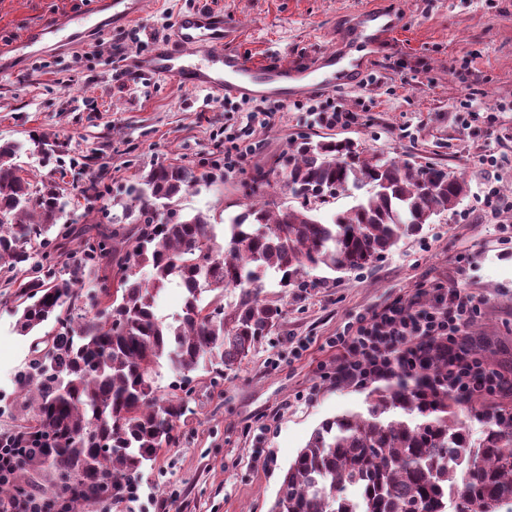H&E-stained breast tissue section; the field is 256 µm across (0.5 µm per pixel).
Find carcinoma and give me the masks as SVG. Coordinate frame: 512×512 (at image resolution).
<instances>
[{"label":"carcinoma","mask_w":512,"mask_h":512,"mask_svg":"<svg viewBox=\"0 0 512 512\" xmlns=\"http://www.w3.org/2000/svg\"><path fill=\"white\" fill-rule=\"evenodd\" d=\"M22 149L0 142V269L17 274L16 327L33 334L14 379L26 415L16 431L23 447L16 474L0 482V500L37 488L44 512L61 499L65 512H90L105 493L114 501L134 496L142 468L172 444L187 411L185 397L162 392L160 369L168 367L182 390L193 372L245 361L282 316L262 295L267 272L289 288L308 268H366L466 192L460 176L438 165L380 162L349 141H303L282 170L259 172L265 194L219 235L208 215L177 209L207 175L187 163H156L126 199H112L121 206L116 227L77 231L84 242L66 252L62 274L32 259L65 248L48 233L68 194L52 178L34 184L17 162ZM279 183L310 193V206L278 205ZM351 185L369 187L356 205L329 223L313 214ZM163 205L173 214L159 211ZM112 267L113 291L86 289ZM174 282L186 298L167 322L155 303ZM228 288L238 297L226 308ZM446 370L448 361L435 358L374 389L367 413L322 422L288 468L271 512H512V404L488 405L473 437L459 410L474 400L437 382ZM398 409L409 418L395 416Z\"/></svg>","instance_id":"cac0c4a2"}]
</instances>
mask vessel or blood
I'll return each mask as SVG.
<instances>
[{
    "label": "vessel or blood",
    "instance_id": "vessel-or-blood-1",
    "mask_svg": "<svg viewBox=\"0 0 512 512\" xmlns=\"http://www.w3.org/2000/svg\"><path fill=\"white\" fill-rule=\"evenodd\" d=\"M91 13L60 21L47 20L33 35L49 36L58 43L70 41L73 29L95 23ZM397 17L387 10L370 9L359 14L341 53L324 54L313 70L284 64L269 67L224 49L223 13L197 9L181 14L166 40L156 42L149 53L137 56L132 65L139 72L173 78L185 88H203L221 95H264L285 101L298 97L309 85L333 86L336 81L354 82L361 76L366 50L386 40L396 29Z\"/></svg>",
    "mask_w": 512,
    "mask_h": 512
}]
</instances>
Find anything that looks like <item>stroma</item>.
Segmentation results:
<instances>
[{"mask_svg": "<svg viewBox=\"0 0 512 512\" xmlns=\"http://www.w3.org/2000/svg\"><path fill=\"white\" fill-rule=\"evenodd\" d=\"M393 11L400 28L372 50L355 84L319 88L280 102L269 122L255 118L264 99L226 106L208 89L137 73L130 61L164 38L181 12L223 13L225 47L255 62L315 68L326 51L343 50L357 12ZM96 13L101 28L78 30L74 49L46 39L29 44L50 18ZM139 43L114 44L125 23L103 0H0V141L43 135L65 165L64 186H96L90 224L108 225L105 208L137 175L171 158L211 175L181 197V214L228 223L248 201L241 184L288 154L290 143L350 140L365 155L437 164L462 176L457 206L404 237L368 268L303 274L282 288L270 272L263 293L283 310L279 324L249 359L225 372L191 375L188 411L175 442L147 463L134 499L96 503L94 512H270L289 465L326 419L366 412L375 382L329 378L334 341L357 317L451 287L480 302L469 339L480 357L512 374V244L499 241L495 215L480 200L485 155L501 156L498 184L512 195V0H158L135 23ZM471 96L475 113L459 107ZM356 112V123L328 128L309 113L320 102ZM254 145L225 171L226 137ZM8 275L0 272V395L29 356L19 335Z\"/></svg>", "mask_w": 512, "mask_h": 512, "instance_id": "1", "label": "stroma"}]
</instances>
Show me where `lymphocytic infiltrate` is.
<instances>
[{"label":"lymphocytic infiltrate","mask_w":512,"mask_h":512,"mask_svg":"<svg viewBox=\"0 0 512 512\" xmlns=\"http://www.w3.org/2000/svg\"><path fill=\"white\" fill-rule=\"evenodd\" d=\"M479 312L471 294L451 288L432 303H400L361 316L354 334L336 339V376L360 383L410 373L442 352L449 390L478 396L503 390L512 381L482 360L467 336Z\"/></svg>","instance_id":"1"}]
</instances>
